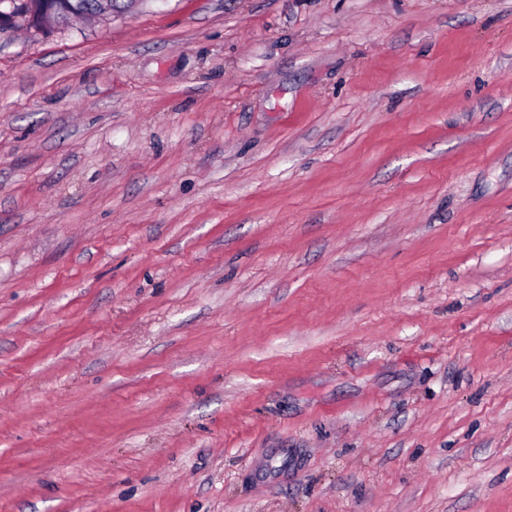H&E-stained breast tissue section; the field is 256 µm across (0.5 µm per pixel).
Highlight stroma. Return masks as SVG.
<instances>
[{"label": "stroma", "mask_w": 512, "mask_h": 512, "mask_svg": "<svg viewBox=\"0 0 512 512\" xmlns=\"http://www.w3.org/2000/svg\"><path fill=\"white\" fill-rule=\"evenodd\" d=\"M0 512H512V0L1 28Z\"/></svg>", "instance_id": "obj_1"}]
</instances>
